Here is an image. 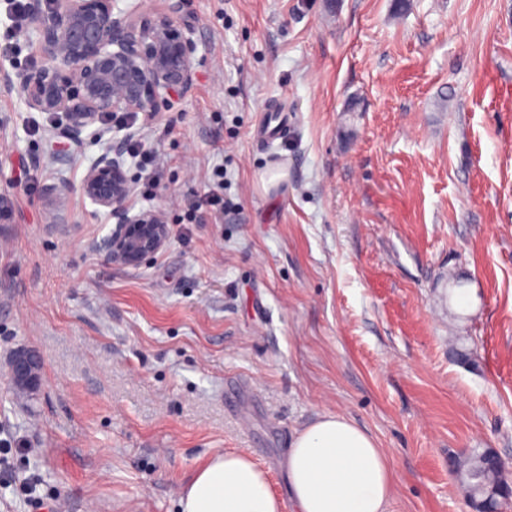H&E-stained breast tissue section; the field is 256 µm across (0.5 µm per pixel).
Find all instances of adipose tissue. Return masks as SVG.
<instances>
[{
    "label": "adipose tissue",
    "mask_w": 512,
    "mask_h": 512,
    "mask_svg": "<svg viewBox=\"0 0 512 512\" xmlns=\"http://www.w3.org/2000/svg\"><path fill=\"white\" fill-rule=\"evenodd\" d=\"M294 512H387L395 474L374 439L323 413L293 438L285 461ZM180 512H281L267 472L244 452L212 456L183 489Z\"/></svg>",
    "instance_id": "adipose-tissue-1"
}]
</instances>
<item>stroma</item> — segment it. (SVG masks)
<instances>
[{
	"instance_id": "35a3bbf8",
	"label": "stroma",
	"mask_w": 512,
	"mask_h": 512,
	"mask_svg": "<svg viewBox=\"0 0 512 512\" xmlns=\"http://www.w3.org/2000/svg\"><path fill=\"white\" fill-rule=\"evenodd\" d=\"M143 11L193 28L195 75L133 127L56 138L19 92L37 43L0 61V512H179L231 449L293 512L282 463L325 412L391 457L388 512H472L452 460L512 464V0ZM271 110L288 137L256 143ZM130 137L156 157L152 193ZM108 151L130 212L170 227L137 268L107 259L114 220L81 191ZM218 168L223 216L187 223ZM19 347L37 391L8 378ZM41 362L26 350H16L8 361V375L18 390L34 391L41 381Z\"/></svg>"
}]
</instances>
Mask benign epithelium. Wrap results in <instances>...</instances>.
Masks as SVG:
<instances>
[{
  "label": "benign epithelium",
  "mask_w": 512,
  "mask_h": 512,
  "mask_svg": "<svg viewBox=\"0 0 512 512\" xmlns=\"http://www.w3.org/2000/svg\"><path fill=\"white\" fill-rule=\"evenodd\" d=\"M29 23L44 62L25 70L20 90L28 108L55 118V134L79 142L100 132L104 117L139 114L153 118L192 82L196 42L188 28L146 14L136 21L117 0H28ZM81 190L116 219L105 248L109 260L137 268L162 252L169 225L156 209L130 214L131 192L120 154L105 153L86 172ZM41 362L26 350L8 361L12 385L36 390Z\"/></svg>",
  "instance_id": "obj_1"
}]
</instances>
